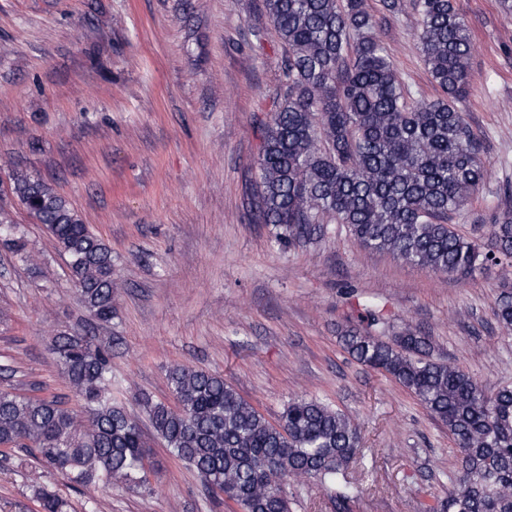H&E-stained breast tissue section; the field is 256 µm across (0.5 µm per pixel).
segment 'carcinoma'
<instances>
[{"instance_id":"carcinoma-1","label":"carcinoma","mask_w":512,"mask_h":512,"mask_svg":"<svg viewBox=\"0 0 512 512\" xmlns=\"http://www.w3.org/2000/svg\"><path fill=\"white\" fill-rule=\"evenodd\" d=\"M413 8L434 99L414 97L402 80L367 0H262L282 47L283 95L263 132L256 207L283 244L310 241L335 222L368 250L467 277L512 263V210L491 225L487 244L450 224L488 177L456 107L471 89L472 38L455 0H413ZM9 189L67 256L84 308L111 322L110 247L48 183L15 171ZM0 243L23 252L2 213ZM494 315L512 327V291L498 295ZM380 322L377 306L360 304L340 330L343 349L413 394L461 453L448 495L425 512H512V387L488 396L471 375L433 359L429 337L408 328L385 340L372 332ZM51 352L81 411L1 391L0 447L31 453L76 487L116 480L147 488L150 449L139 421L112 402L111 346L62 332ZM168 383L177 406L146 395L139 402L156 438L213 497L240 512H292L288 479L305 475L334 493L336 512H350L357 488L348 469L361 434L348 415L302 398L273 424L222 375L182 365ZM37 499L41 512H67L52 490L38 489Z\"/></svg>"}]
</instances>
